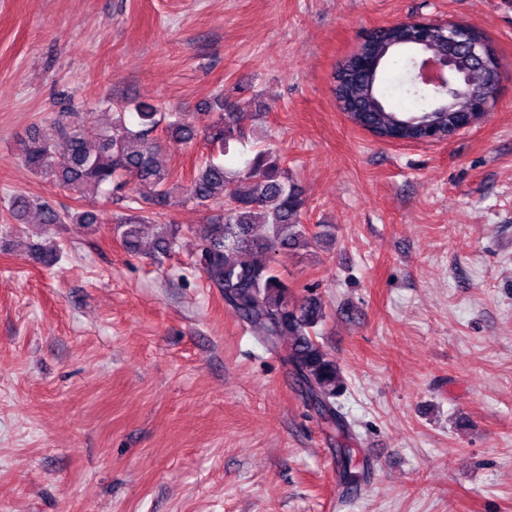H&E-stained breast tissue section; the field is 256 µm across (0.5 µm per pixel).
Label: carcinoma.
Returning a JSON list of instances; mask_svg holds the SVG:
<instances>
[{"label": "carcinoma", "mask_w": 512, "mask_h": 512, "mask_svg": "<svg viewBox=\"0 0 512 512\" xmlns=\"http://www.w3.org/2000/svg\"><path fill=\"white\" fill-rule=\"evenodd\" d=\"M405 29L381 28L360 47V53L376 59L368 76L354 70L347 59L336 70V101L356 125L368 122L383 138L397 129L414 142L421 127L434 125L448 131L449 111H464L469 100L458 98L427 109L413 111L389 104L379 85L382 68L398 58L404 49ZM461 72L471 88H489L490 75L483 66L462 60ZM207 139L226 155L234 143L246 137L237 102L217 97L209 105ZM91 113L64 112L46 130L30 135L24 163L50 182L83 198L105 195L124 203L125 213L112 224V234L132 254H145L160 263L179 246L176 224H157L150 244L141 236V226L153 223L154 209L172 204L215 206L220 213L196 231L195 254L210 285L224 295V303L247 326H259L263 342L271 349L288 338L286 363L303 399L338 436L349 434L344 416L336 407L342 387L336 360L316 338V326L325 318L319 301L309 298L291 303L288 286L268 262L244 263V252L274 255L292 250L308 241L301 215L306 199L281 156L272 148L258 150L232 169L210 156L202 160L193 175L187 195L176 194L178 185L169 170L156 161L160 142L153 133L164 128L176 144H188L196 125L181 112H163L139 102L128 107L112 103V122L102 128L94 142L87 141L83 127ZM39 215V226L49 229L60 224L87 228L101 223L94 210H59L42 197L16 194L10 200L12 217L23 224L31 212Z\"/></svg>", "instance_id": "cac0c4a2"}]
</instances>
